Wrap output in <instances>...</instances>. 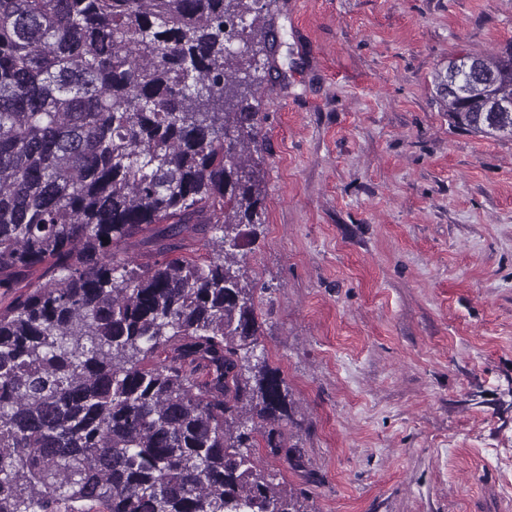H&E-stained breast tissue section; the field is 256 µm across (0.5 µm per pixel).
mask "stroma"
Segmentation results:
<instances>
[{
  "instance_id": "obj_1",
  "label": "stroma",
  "mask_w": 512,
  "mask_h": 512,
  "mask_svg": "<svg viewBox=\"0 0 512 512\" xmlns=\"http://www.w3.org/2000/svg\"><path fill=\"white\" fill-rule=\"evenodd\" d=\"M256 352L288 384L304 512H512V137L437 78L512 41V0H264Z\"/></svg>"
}]
</instances>
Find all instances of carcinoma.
I'll list each match as a JSON object with an SVG mask.
<instances>
[{"mask_svg": "<svg viewBox=\"0 0 512 512\" xmlns=\"http://www.w3.org/2000/svg\"><path fill=\"white\" fill-rule=\"evenodd\" d=\"M259 2L0 0V288L42 269L0 312V512H300L254 457L289 453L288 386L237 254L261 225ZM466 56L487 78L446 91L448 126L511 137L486 106L512 98V42ZM154 224L214 256L115 260ZM207 237L197 231L192 224H188V227L184 228L180 236L173 242L175 244H181V248L176 251L186 256H192L199 260H206L209 256H212L211 248L207 243Z\"/></svg>", "mask_w": 512, "mask_h": 512, "instance_id": "carcinoma-1", "label": "carcinoma"}]
</instances>
